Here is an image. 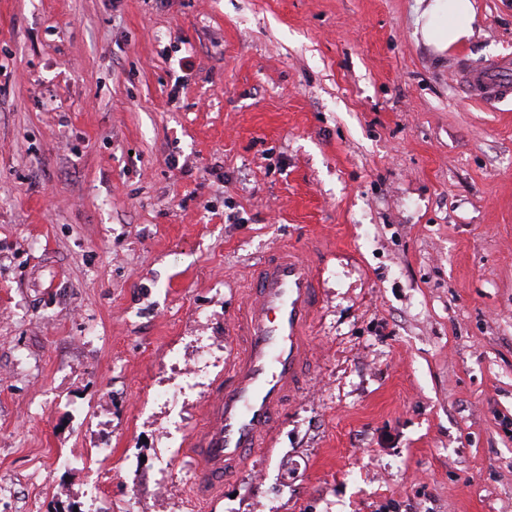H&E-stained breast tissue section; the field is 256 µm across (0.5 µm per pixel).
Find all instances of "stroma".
<instances>
[{
    "mask_svg": "<svg viewBox=\"0 0 512 512\" xmlns=\"http://www.w3.org/2000/svg\"><path fill=\"white\" fill-rule=\"evenodd\" d=\"M0 0V512H512V0ZM189 66L178 67L180 58ZM315 372L209 505L184 455L262 255ZM416 7L423 41L437 53L468 43L475 35L477 14L472 0H429ZM511 75L512 67L506 60L489 65L487 70L478 74L465 71L463 83L473 95L481 97L491 104L512 96Z\"/></svg>",
    "mask_w": 512,
    "mask_h": 512,
    "instance_id": "stroma-1",
    "label": "stroma"
}]
</instances>
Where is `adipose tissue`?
I'll use <instances>...</instances> for the list:
<instances>
[{"instance_id": "obj_1", "label": "adipose tissue", "mask_w": 512, "mask_h": 512, "mask_svg": "<svg viewBox=\"0 0 512 512\" xmlns=\"http://www.w3.org/2000/svg\"><path fill=\"white\" fill-rule=\"evenodd\" d=\"M476 22L473 0H428L416 18L423 41L438 53L468 43Z\"/></svg>"}]
</instances>
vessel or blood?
<instances>
[{"label": "vessel or blood", "mask_w": 512, "mask_h": 512, "mask_svg": "<svg viewBox=\"0 0 512 512\" xmlns=\"http://www.w3.org/2000/svg\"><path fill=\"white\" fill-rule=\"evenodd\" d=\"M469 91L486 102L512 97V64L464 72ZM320 305L318 273L297 249L278 248L254 274L234 320L236 347L205 405L186 454L199 496L222 497L248 458L266 451L279 418L299 396L314 366L311 330Z\"/></svg>", "instance_id": "obj_1"}]
</instances>
